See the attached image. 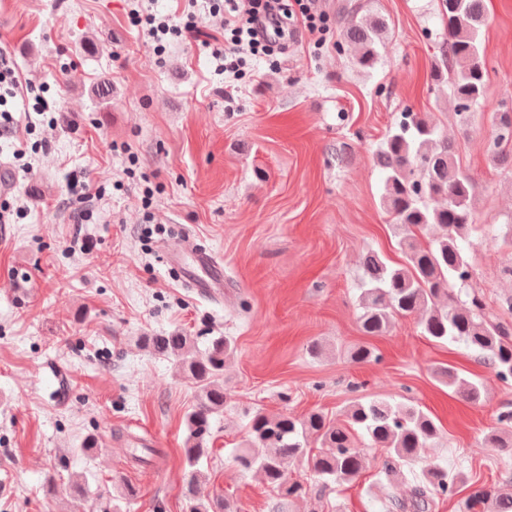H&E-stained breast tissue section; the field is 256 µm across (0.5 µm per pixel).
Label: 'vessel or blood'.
<instances>
[{"label":"vessel or blood","mask_w":512,"mask_h":512,"mask_svg":"<svg viewBox=\"0 0 512 512\" xmlns=\"http://www.w3.org/2000/svg\"><path fill=\"white\" fill-rule=\"evenodd\" d=\"M167 260L176 265L185 287L204 299L223 300L224 262L208 250L198 248L188 237L165 249Z\"/></svg>","instance_id":"b4317fda"}]
</instances>
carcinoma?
<instances>
[{"label":"carcinoma","mask_w":512,"mask_h":512,"mask_svg":"<svg viewBox=\"0 0 512 512\" xmlns=\"http://www.w3.org/2000/svg\"><path fill=\"white\" fill-rule=\"evenodd\" d=\"M442 6L448 24V72L439 74V81L448 85L457 115L464 118L467 111L462 103L473 107L485 104L488 70L480 41L485 5L484 0H442ZM386 33V22L379 16H351L343 38L357 49L355 67L375 68ZM495 118L498 145L511 144L512 113L498 112ZM375 158L383 173L380 207L398 237L403 261L392 265L376 251L364 254L361 330L367 336H381L395 317L415 315L423 336L435 343L465 344L488 358L500 381H512V323L492 316L482 297L470 290L472 266L467 246L479 228L475 186L457 165L453 144L420 114L403 112L379 142ZM433 229L439 230V235L419 243ZM138 342L158 357L174 359L180 373L196 388V404L187 416L183 461L190 512H236L228 499L197 495L211 454L213 422L224 413L227 402L221 379L226 360L236 352L233 340L216 336L200 349L194 337L174 330L142 336ZM434 374L463 399L475 404L481 401L483 382L464 370L442 365ZM344 417V422L335 424L320 412L295 418L257 409L249 414L246 435L234 449L233 461L241 470L260 473L277 491L276 509L280 510L285 503L309 494L302 481L288 475L286 463L291 459H306L308 469L325 487L350 483L366 467L359 448V440L365 438L386 450L383 474L390 482L404 476L403 468L414 465L441 434L439 425L420 407L387 399L356 400ZM484 439L499 448H512V409L498 412L496 425ZM312 440L321 445L316 454L308 450ZM463 483V474L439 464L429 465L412 478L409 496L388 498L386 510L432 512L436 501L454 497ZM462 509L512 512V495L497 483L484 485L463 502Z\"/></svg>","instance_id":"carcinoma-1"}]
</instances>
